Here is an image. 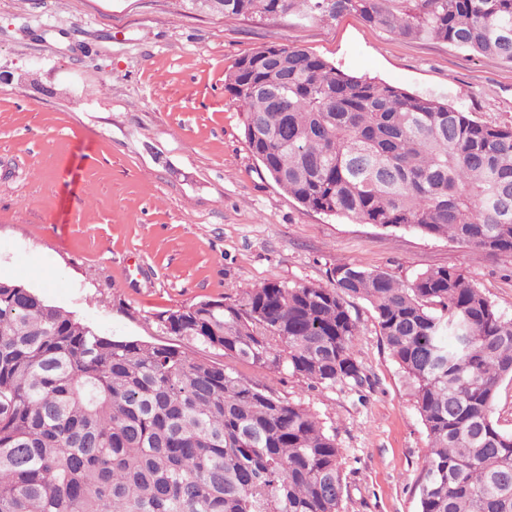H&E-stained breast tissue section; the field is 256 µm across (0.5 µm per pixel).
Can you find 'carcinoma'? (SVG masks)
<instances>
[{
    "label": "carcinoma",
    "instance_id": "obj_1",
    "mask_svg": "<svg viewBox=\"0 0 512 512\" xmlns=\"http://www.w3.org/2000/svg\"><path fill=\"white\" fill-rule=\"evenodd\" d=\"M188 2L304 22L356 13L512 64V0ZM224 89L253 155L305 209L512 255V125L297 46L240 57ZM330 278L156 314L179 345L113 339L0 280V512H343L336 435L266 380L362 387L356 301L371 306L427 432L419 512H512V432L493 417L512 380V316L458 268L403 283L338 262Z\"/></svg>",
    "mask_w": 512,
    "mask_h": 512
}]
</instances>
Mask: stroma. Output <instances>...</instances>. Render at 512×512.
Wrapping results in <instances>:
<instances>
[{"label": "stroma", "instance_id": "1", "mask_svg": "<svg viewBox=\"0 0 512 512\" xmlns=\"http://www.w3.org/2000/svg\"><path fill=\"white\" fill-rule=\"evenodd\" d=\"M273 45L512 125V65L354 14L301 23L184 0H0V278L103 335L152 343L169 340L157 312L268 281L325 287L339 261L404 282L460 268L512 315V256L305 210L265 173L224 75ZM355 311L362 391L274 388L334 430L344 512H418L427 433L373 310Z\"/></svg>", "mask_w": 512, "mask_h": 512}]
</instances>
